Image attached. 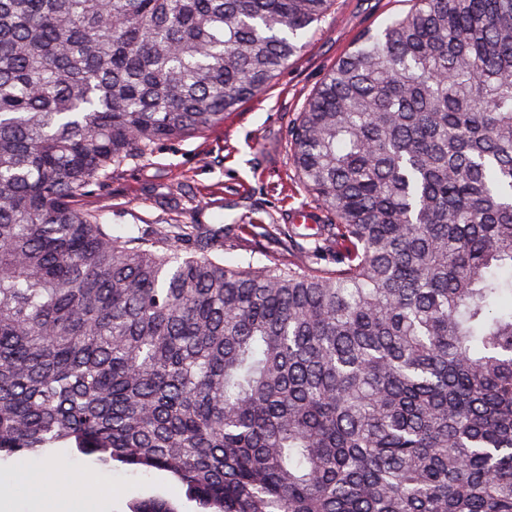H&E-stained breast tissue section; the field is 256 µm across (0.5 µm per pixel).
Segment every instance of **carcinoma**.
Here are the masks:
<instances>
[{"label":"carcinoma","mask_w":512,"mask_h":512,"mask_svg":"<svg viewBox=\"0 0 512 512\" xmlns=\"http://www.w3.org/2000/svg\"><path fill=\"white\" fill-rule=\"evenodd\" d=\"M409 2L290 130L322 269L74 200L223 122L333 0H0V458L164 471L198 512H512V0Z\"/></svg>","instance_id":"carcinoma-1"}]
</instances>
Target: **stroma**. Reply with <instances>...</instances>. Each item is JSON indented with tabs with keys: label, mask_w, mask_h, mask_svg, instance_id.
I'll return each instance as SVG.
<instances>
[{
	"label": "stroma",
	"mask_w": 512,
	"mask_h": 512,
	"mask_svg": "<svg viewBox=\"0 0 512 512\" xmlns=\"http://www.w3.org/2000/svg\"><path fill=\"white\" fill-rule=\"evenodd\" d=\"M408 8L407 0H336L331 14L310 30L300 56L259 94L225 113L223 124L128 161L113 170L104 189L79 197L78 206L97 213L117 236L206 224L224 230L219 256L225 264L260 265L272 256L287 261V240L261 236L259 225L277 224L304 237L333 221L297 175L289 130L352 42ZM51 459L90 476L94 489L111 490L112 512H130L135 500L153 496L171 500L179 512H196L167 473L109 469L63 448Z\"/></svg>",
	"instance_id": "stroma-1"
}]
</instances>
